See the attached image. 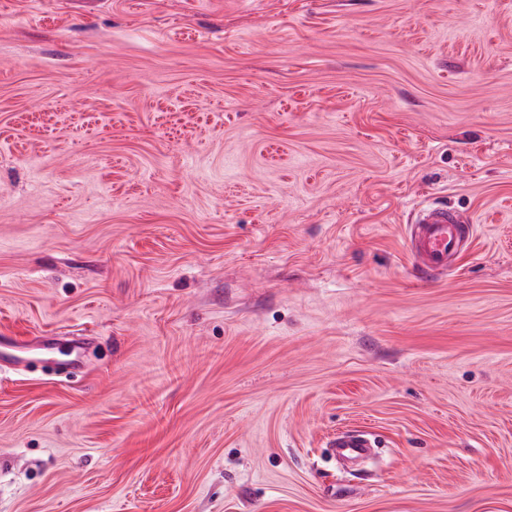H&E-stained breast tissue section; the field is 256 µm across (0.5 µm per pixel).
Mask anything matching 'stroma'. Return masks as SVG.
<instances>
[{
	"label": "stroma",
	"mask_w": 512,
	"mask_h": 512,
	"mask_svg": "<svg viewBox=\"0 0 512 512\" xmlns=\"http://www.w3.org/2000/svg\"><path fill=\"white\" fill-rule=\"evenodd\" d=\"M0 339V512H512V0H0ZM404 233L415 261L414 270L423 280H432L455 265L462 243L471 244L474 226L448 204L419 205L412 211ZM333 447L342 458L361 460L373 445L367 434L360 431H346L336 437Z\"/></svg>",
	"instance_id": "obj_1"
}]
</instances>
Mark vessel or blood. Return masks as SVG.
Segmentation results:
<instances>
[{
    "label": "vessel or blood",
    "instance_id": "1",
    "mask_svg": "<svg viewBox=\"0 0 512 512\" xmlns=\"http://www.w3.org/2000/svg\"><path fill=\"white\" fill-rule=\"evenodd\" d=\"M474 227L445 204L420 205L414 208L404 233L415 261L414 270L423 280H432L448 272L462 243L472 239ZM372 443L365 433L346 431L336 438L335 448L345 459L364 458Z\"/></svg>",
    "mask_w": 512,
    "mask_h": 512
}]
</instances>
